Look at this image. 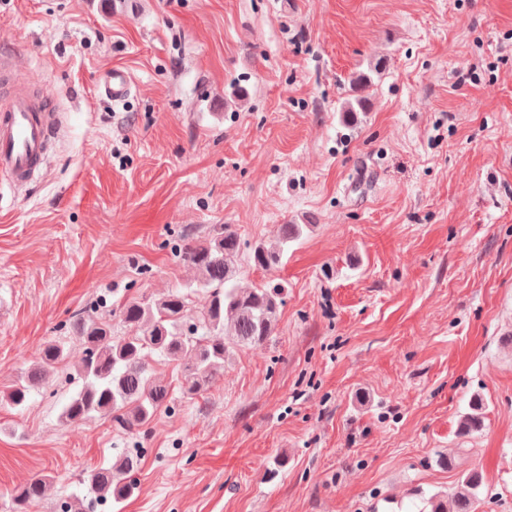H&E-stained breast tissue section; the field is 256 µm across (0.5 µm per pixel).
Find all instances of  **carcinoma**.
Returning <instances> with one entry per match:
<instances>
[{
    "instance_id": "1",
    "label": "carcinoma",
    "mask_w": 512,
    "mask_h": 512,
    "mask_svg": "<svg viewBox=\"0 0 512 512\" xmlns=\"http://www.w3.org/2000/svg\"><path fill=\"white\" fill-rule=\"evenodd\" d=\"M302 225L279 224L277 246L257 243L251 249L254 265L273 272L283 264L288 246L300 239ZM241 250L237 233L225 224L210 239L186 244L180 250L183 262L199 274L194 292L202 295L200 307L192 310L188 295L176 291L150 302L131 298L119 309L120 321L128 335L116 336L112 324L89 316L73 321L76 335L84 345L77 364L81 387L63 405L61 418L70 423L85 421L96 414H110L117 427L134 431L148 425L169 400V386L154 379L145 357L155 354L167 361H181L182 391L188 396L206 391L224 373V359L235 346L260 345L273 335L281 288H241L234 283L235 261ZM66 345L48 343L40 360L21 372L3 397L22 407L30 394L49 385L51 376L68 363ZM482 406L473 403V413L462 421L467 432L483 425ZM138 458L124 456L110 467L91 471L85 479L91 492L108 498L115 506L135 489L131 475ZM50 485V476L38 475L11 494V512H30ZM482 473L467 470L451 500L428 499L429 512H473Z\"/></svg>"
}]
</instances>
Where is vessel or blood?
Returning <instances> with one entry per match:
<instances>
[{
    "instance_id": "b4317fda",
    "label": "vessel or blood",
    "mask_w": 512,
    "mask_h": 512,
    "mask_svg": "<svg viewBox=\"0 0 512 512\" xmlns=\"http://www.w3.org/2000/svg\"><path fill=\"white\" fill-rule=\"evenodd\" d=\"M99 86L121 102L133 82L125 71L114 69L100 78ZM56 131L57 112L51 102L22 87L0 100V176L11 189L25 188L41 175Z\"/></svg>"
}]
</instances>
